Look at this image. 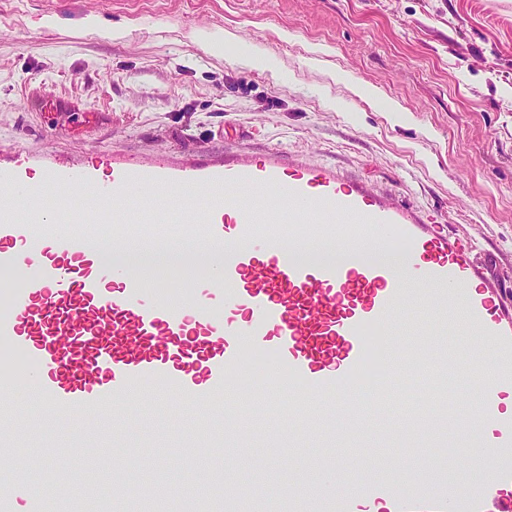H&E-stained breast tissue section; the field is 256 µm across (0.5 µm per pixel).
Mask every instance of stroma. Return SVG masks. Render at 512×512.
<instances>
[{
	"label": "stroma",
	"instance_id": "35a3bbf8",
	"mask_svg": "<svg viewBox=\"0 0 512 512\" xmlns=\"http://www.w3.org/2000/svg\"><path fill=\"white\" fill-rule=\"evenodd\" d=\"M220 33L211 50L205 35ZM253 57L271 59L262 69ZM327 165L387 205L470 239L512 291V0H0V167L111 175L113 160L262 156ZM392 439L350 436L404 463L425 453L401 408L365 403ZM31 437L69 444L80 417L19 401ZM125 445L161 454L193 416L135 403ZM313 438H258L244 462L289 454L269 481L304 484ZM74 491L112 499L111 442L73 449Z\"/></svg>",
	"mask_w": 512,
	"mask_h": 512
}]
</instances>
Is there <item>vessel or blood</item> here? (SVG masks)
<instances>
[{
  "label": "vessel or blood",
  "mask_w": 512,
  "mask_h": 512,
  "mask_svg": "<svg viewBox=\"0 0 512 512\" xmlns=\"http://www.w3.org/2000/svg\"><path fill=\"white\" fill-rule=\"evenodd\" d=\"M183 187L212 191L187 231L200 245L189 266L201 278L161 288L163 270L144 274L124 251L134 224H153L161 209L136 204L142 188L176 198ZM244 187L264 193L262 220L239 195ZM112 202V235L93 217L65 232L40 224L34 190L25 176L0 168V466L13 473L0 484V512H81L65 448L27 445L15 413L24 392L37 391L61 419L85 418L79 442H98L112 426L113 512L137 498L145 512H163L180 499L178 482L130 483L125 437L129 408L162 392L167 401L198 407L190 435L173 434L165 453L143 457L142 466L175 469L189 448L220 449L225 470L190 499L188 512H239L242 485L234 469L238 450L253 436L238 412L259 399L260 411L293 406L306 412V431L318 442L310 460L312 483L271 489L266 512H512V302L486 284L485 268L471 241L440 232L424 220L382 205L365 189L342 182L324 167L284 164L277 155L243 163L129 162L113 168L112 182L96 188ZM293 226L301 239L350 243L398 237L411 253L405 269L378 258L355 262L302 256L284 247L275 227ZM26 271L23 286L9 279ZM423 300L428 324L409 336L398 331L402 311ZM464 309L478 344L491 358L490 376L478 385L459 417L485 471L474 487L461 467L440 465L430 480H406L400 465L372 460L373 481L339 489L332 474L354 467L336 454V414L376 402L396 389L399 361L427 365L433 376L423 398L442 403L463 368L449 338L456 329L448 311ZM257 354L274 357V377L249 383L243 376ZM374 380L358 376L364 361ZM223 397V409L214 406Z\"/></svg>",
  "instance_id": "obj_1"
}]
</instances>
